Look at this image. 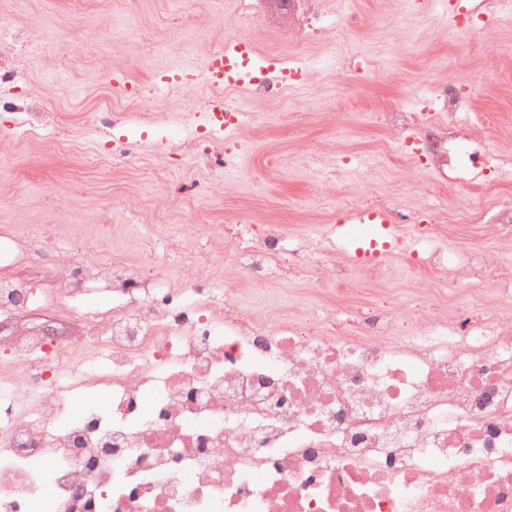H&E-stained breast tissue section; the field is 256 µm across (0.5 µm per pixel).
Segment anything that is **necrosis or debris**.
Instances as JSON below:
<instances>
[{
	"mask_svg": "<svg viewBox=\"0 0 512 512\" xmlns=\"http://www.w3.org/2000/svg\"><path fill=\"white\" fill-rule=\"evenodd\" d=\"M129 230L136 265L86 260L56 224L0 238V319L45 302L5 270L27 242L61 298L112 293L79 335L0 336V512H512V319L444 304L411 317L360 288L456 271L511 296L512 263L489 244L512 224H439L423 207L388 258L337 268L321 307L276 286L322 265L333 225L244 220L189 248L177 227ZM217 253L254 308L215 278ZM271 301L275 322L260 311ZM95 388L107 409L86 402Z\"/></svg>",
	"mask_w": 512,
	"mask_h": 512,
	"instance_id": "obj_1",
	"label": "necrosis or debris"
}]
</instances>
